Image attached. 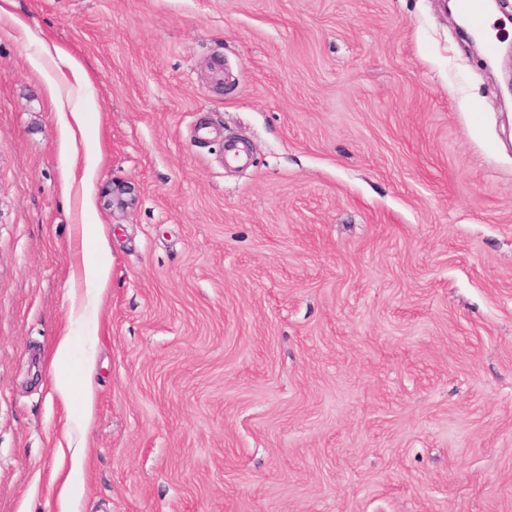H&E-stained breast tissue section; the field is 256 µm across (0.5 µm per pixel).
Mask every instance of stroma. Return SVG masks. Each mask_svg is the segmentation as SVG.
Wrapping results in <instances>:
<instances>
[{
	"label": "stroma",
	"mask_w": 512,
	"mask_h": 512,
	"mask_svg": "<svg viewBox=\"0 0 512 512\" xmlns=\"http://www.w3.org/2000/svg\"><path fill=\"white\" fill-rule=\"evenodd\" d=\"M0 18V512L95 357L79 512H512V111L443 0H15ZM89 82L55 81L53 47ZM93 99V205L59 107ZM237 137L248 162L224 163ZM126 206L109 204L113 184ZM112 288L72 319L80 227ZM73 351V336L69 332L59 336L56 344L55 360L58 368L54 377L53 390L56 396L68 403L72 397L74 384L71 377L63 370Z\"/></svg>",
	"instance_id": "35a3bbf8"
}]
</instances>
